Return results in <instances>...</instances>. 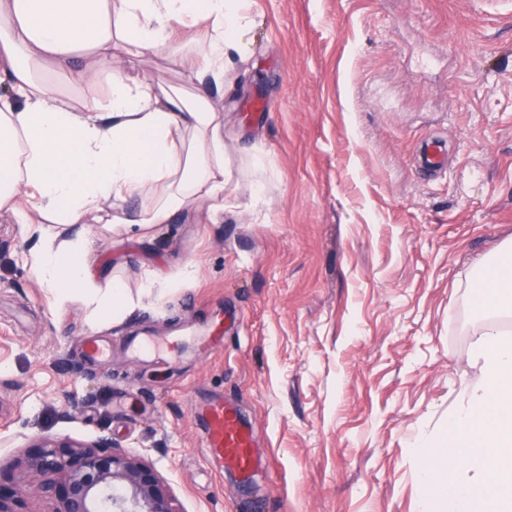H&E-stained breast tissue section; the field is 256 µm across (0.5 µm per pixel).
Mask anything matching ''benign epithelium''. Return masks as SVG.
<instances>
[{
	"mask_svg": "<svg viewBox=\"0 0 512 512\" xmlns=\"http://www.w3.org/2000/svg\"><path fill=\"white\" fill-rule=\"evenodd\" d=\"M20 462L37 484L44 512H178L163 480L142 457L104 439L79 442L44 437ZM0 512H25L21 491L0 492Z\"/></svg>",
	"mask_w": 512,
	"mask_h": 512,
	"instance_id": "7a95c632",
	"label": "benign epithelium"
}]
</instances>
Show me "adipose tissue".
I'll list each match as a JSON object with an SVG mask.
<instances>
[{
  "label": "adipose tissue",
  "mask_w": 512,
  "mask_h": 512,
  "mask_svg": "<svg viewBox=\"0 0 512 512\" xmlns=\"http://www.w3.org/2000/svg\"><path fill=\"white\" fill-rule=\"evenodd\" d=\"M245 0H0V212L35 238L31 268L58 304L95 322L136 307L125 283H97L85 262L87 215L141 238L197 203L218 224L236 206L227 192L224 111L112 67L115 51H166L197 82H221L250 26ZM92 88L81 103L39 78L44 60ZM151 199L139 216L121 206Z\"/></svg>",
  "instance_id": "adipose-tissue-1"
}]
</instances>
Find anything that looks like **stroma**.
<instances>
[{
	"label": "stroma",
	"instance_id": "obj_1",
	"mask_svg": "<svg viewBox=\"0 0 512 512\" xmlns=\"http://www.w3.org/2000/svg\"><path fill=\"white\" fill-rule=\"evenodd\" d=\"M223 84L165 52L116 58L224 109L236 208L195 210L152 238L89 215L98 281L140 294L192 266L124 324L91 330L30 272L32 241L0 218V489L43 437L147 454L180 512H418L411 453L443 434L482 321L473 264L512 237V0H248ZM260 100L263 114L244 112ZM442 167L422 171L427 143ZM224 325L220 350L166 349ZM162 347L134 354L132 336ZM109 349L89 364L84 345ZM236 402L268 461L251 484L209 459L202 405ZM75 411V419L64 414Z\"/></svg>",
	"mask_w": 512,
	"mask_h": 512
}]
</instances>
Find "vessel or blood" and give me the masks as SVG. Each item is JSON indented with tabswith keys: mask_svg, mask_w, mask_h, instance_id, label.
Instances as JSON below:
<instances>
[{
	"mask_svg": "<svg viewBox=\"0 0 512 512\" xmlns=\"http://www.w3.org/2000/svg\"><path fill=\"white\" fill-rule=\"evenodd\" d=\"M203 413L207 419V452L210 458L234 472L241 480H249L261 466L253 429L242 418L237 405L230 400L214 399Z\"/></svg>",
	"mask_w": 512,
	"mask_h": 512,
	"instance_id": "1",
	"label": "vessel or blood"
}]
</instances>
